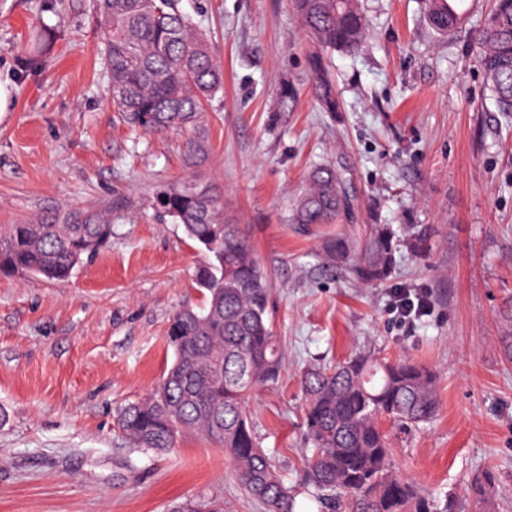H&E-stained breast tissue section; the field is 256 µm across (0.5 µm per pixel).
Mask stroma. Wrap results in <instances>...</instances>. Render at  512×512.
I'll use <instances>...</instances> for the list:
<instances>
[{
  "label": "stroma",
  "mask_w": 512,
  "mask_h": 512,
  "mask_svg": "<svg viewBox=\"0 0 512 512\" xmlns=\"http://www.w3.org/2000/svg\"><path fill=\"white\" fill-rule=\"evenodd\" d=\"M180 6L224 69L194 167L186 132L136 134L114 112L93 0H0V80L12 89L0 112V227L72 210L112 226L68 281L0 276V512H168L185 498L266 512L203 435L146 452L117 424L172 363V314L200 301L199 249L154 207L187 179L221 195L270 281L285 364L253 396L251 427L296 487L295 512H330L302 487L300 375L354 353L407 356L438 373L429 424L383 423L394 470L440 499L492 472L491 512H512V362L498 343L512 303V116L497 112L473 41L492 0H462L450 34L431 25L427 0H359L365 39L329 60L335 113L312 94V46L290 0ZM38 24L55 38L32 67ZM323 162L347 179V213L337 224L291 223L306 172ZM366 224L399 232L390 278L367 286L325 272L322 240ZM414 232L426 235L425 254L407 248ZM397 288L426 290L432 313L393 318Z\"/></svg>",
  "instance_id": "stroma-1"
}]
</instances>
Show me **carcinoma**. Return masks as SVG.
<instances>
[{
  "label": "carcinoma",
  "instance_id": "cac0c4a2",
  "mask_svg": "<svg viewBox=\"0 0 512 512\" xmlns=\"http://www.w3.org/2000/svg\"><path fill=\"white\" fill-rule=\"evenodd\" d=\"M292 4L313 46L314 96L324 111L335 112L339 104L324 55L354 53L365 35L364 18L356 0ZM94 14L104 32L100 54L112 106L123 122L144 133L199 129L206 103L224 86V72L179 0H94ZM431 18L441 31L460 22L454 0H431ZM53 38L50 29L34 27L30 65L40 63ZM475 47L497 110L512 114V0H494ZM348 206L340 172L318 165L306 177L291 223L335 224ZM157 207L203 253L194 271L200 303L174 313L166 336L174 356L170 368L147 397L120 410L118 424L132 447L154 452L175 447L185 431L206 436L230 454L249 495L269 512H293L294 493L249 420L253 392L275 380L283 365L270 320L271 288L254 247L242 225L224 219V204L208 187L188 180L172 185L160 192ZM110 238L112 225L84 212L10 224L0 232V273L65 282L89 254L86 242L100 248ZM395 239L389 224L366 225L358 240L330 236L320 246L323 267L380 284L391 273ZM302 384L311 493L338 498L345 512H486L487 475L462 498L436 500L391 468V438L381 422L411 428L432 420L439 408L435 371L409 359L355 355L333 367L307 368ZM171 512L224 508L187 499Z\"/></svg>",
  "mask_w": 512,
  "mask_h": 512
}]
</instances>
